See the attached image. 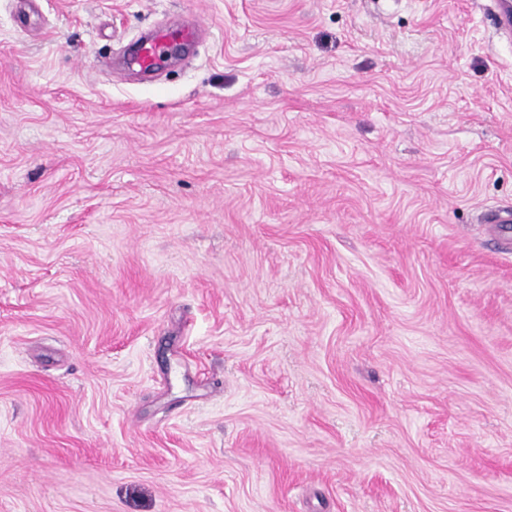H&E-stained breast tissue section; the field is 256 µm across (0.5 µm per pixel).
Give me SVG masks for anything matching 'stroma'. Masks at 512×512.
<instances>
[{"label":"stroma","mask_w":512,"mask_h":512,"mask_svg":"<svg viewBox=\"0 0 512 512\" xmlns=\"http://www.w3.org/2000/svg\"><path fill=\"white\" fill-rule=\"evenodd\" d=\"M496 2L0 0V512H512ZM172 37L169 30L156 31L152 37L139 45L135 55V64L144 71L152 70L164 58V47Z\"/></svg>","instance_id":"obj_1"}]
</instances>
